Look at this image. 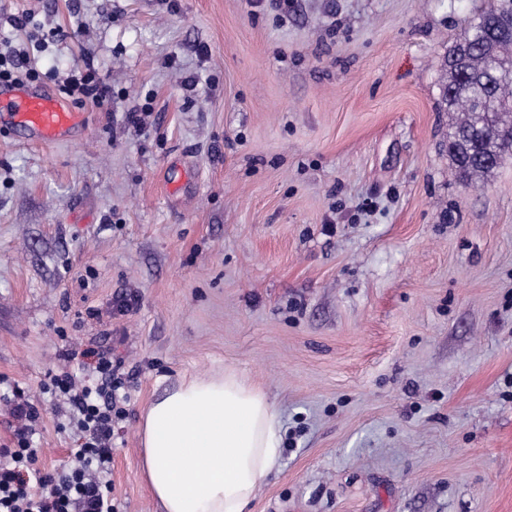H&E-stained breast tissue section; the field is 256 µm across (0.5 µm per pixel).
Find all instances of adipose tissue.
Here are the masks:
<instances>
[{"mask_svg": "<svg viewBox=\"0 0 512 512\" xmlns=\"http://www.w3.org/2000/svg\"><path fill=\"white\" fill-rule=\"evenodd\" d=\"M140 439L161 512H246L281 448L275 407L233 370L165 390L146 408Z\"/></svg>", "mask_w": 512, "mask_h": 512, "instance_id": "ef3b65f1", "label": "adipose tissue"}]
</instances>
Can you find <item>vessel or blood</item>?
<instances>
[{
	"label": "vessel or blood",
	"mask_w": 512,
	"mask_h": 512,
	"mask_svg": "<svg viewBox=\"0 0 512 512\" xmlns=\"http://www.w3.org/2000/svg\"><path fill=\"white\" fill-rule=\"evenodd\" d=\"M0 112L7 113L16 133L41 143L61 141L80 122L79 114L60 97L14 83L0 84Z\"/></svg>",
	"instance_id": "obj_1"
}]
</instances>
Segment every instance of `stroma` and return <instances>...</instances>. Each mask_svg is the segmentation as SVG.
<instances>
[{
	"label": "stroma",
	"mask_w": 512,
	"mask_h": 512,
	"mask_svg": "<svg viewBox=\"0 0 512 512\" xmlns=\"http://www.w3.org/2000/svg\"><path fill=\"white\" fill-rule=\"evenodd\" d=\"M480 4L0 0V51L84 122L0 127V447L22 398L68 466L42 387L102 347L114 512H159L146 406L227 368L282 429L250 512H512V156L463 181L440 96ZM90 71L109 103L69 87Z\"/></svg>",
	"instance_id": "1"
}]
</instances>
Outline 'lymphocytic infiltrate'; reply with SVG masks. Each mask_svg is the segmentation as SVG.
Masks as SVG:
<instances>
[{
    "instance_id": "obj_1",
    "label": "lymphocytic infiltrate",
    "mask_w": 512,
    "mask_h": 512,
    "mask_svg": "<svg viewBox=\"0 0 512 512\" xmlns=\"http://www.w3.org/2000/svg\"><path fill=\"white\" fill-rule=\"evenodd\" d=\"M82 357L96 371L94 381L66 373L53 376L50 387L73 408L80 430L69 467L54 474L37 466L31 440L40 413L32 404H17L11 444L0 448V512H112L107 474L120 364L108 349L88 348Z\"/></svg>"
}]
</instances>
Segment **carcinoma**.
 I'll list each match as a JSON object with an SVG mask.
<instances>
[{"instance_id":"carcinoma-1","label":"carcinoma","mask_w":512,"mask_h":512,"mask_svg":"<svg viewBox=\"0 0 512 512\" xmlns=\"http://www.w3.org/2000/svg\"><path fill=\"white\" fill-rule=\"evenodd\" d=\"M512 0H492L448 51L442 98L460 113L448 153L466 181L500 165L512 132Z\"/></svg>"}]
</instances>
